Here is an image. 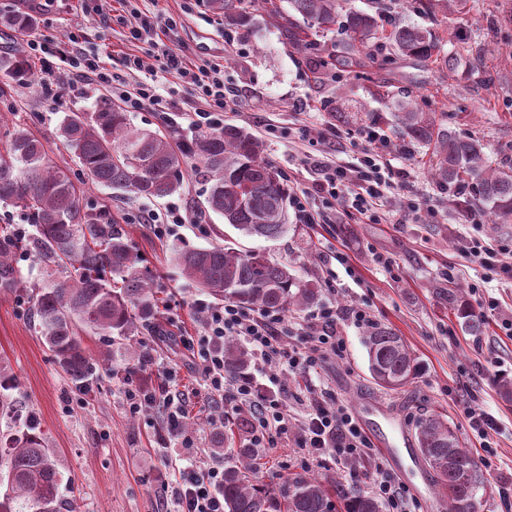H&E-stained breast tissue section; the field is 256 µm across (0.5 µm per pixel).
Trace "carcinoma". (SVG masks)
<instances>
[{
  "label": "carcinoma",
  "instance_id": "carcinoma-1",
  "mask_svg": "<svg viewBox=\"0 0 512 512\" xmlns=\"http://www.w3.org/2000/svg\"><path fill=\"white\" fill-rule=\"evenodd\" d=\"M224 14V24L239 26L252 19L254 0H210ZM269 14L288 25V41L310 49L316 29L341 24L353 55L373 59L382 49L448 65L453 72L469 59L470 49L459 46L446 53L430 28L395 26L387 31L367 12L343 9L340 0H261ZM444 16L467 12L469 0H436ZM0 23L20 34L32 32L37 15L14 4ZM0 71L13 81L32 76L29 59L19 51L0 60ZM394 126L402 140L431 150V177L464 212L486 204L493 224L512 223V158L493 161L477 138H462L436 112L417 108L409 91L394 98ZM58 135L92 183L125 189L145 197H166L183 186L187 160L191 175L210 184L205 207L244 236L277 239L287 231V189L277 171L262 158V141L229 124L189 142H177L173 132L135 130L128 113L111 100L100 101L95 112H72L64 117ZM0 202L22 208L35 232L19 238L0 237V288L22 282L12 255L27 253L39 262L48 284L31 292L30 302L45 345L71 380L82 385L93 378L96 363L83 347L82 334L103 337L107 343L134 336H160L156 274L141 264L122 225L107 205L85 202L82 190L50 156L40 138L23 125L14 127L0 143ZM172 260L198 288L218 301L253 309L288 313L318 299V290L299 280L292 269L271 259L259 260L229 246L179 249ZM470 332L480 329L463 290L437 289ZM372 382L398 390L414 378L417 361L392 330L374 327L364 339ZM252 353L224 342V372L236 377L249 372ZM15 379L0 362V418L21 424L0 433V512H62L72 504L60 494L62 474L45 434L11 394ZM422 457L437 479L446 512H477L485 476L475 458L460 446L447 421L431 413L417 423ZM212 452L224 454V512H382L369 495L350 494L332 477L296 473L276 487L259 481V450L246 446L227 454L224 438Z\"/></svg>",
  "mask_w": 512,
  "mask_h": 512
}]
</instances>
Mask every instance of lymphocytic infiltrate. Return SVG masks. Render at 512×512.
<instances>
[{"mask_svg":"<svg viewBox=\"0 0 512 512\" xmlns=\"http://www.w3.org/2000/svg\"><path fill=\"white\" fill-rule=\"evenodd\" d=\"M71 45L68 66L72 73L87 84L108 88L112 85V72L104 67L100 58L85 53L76 36H69ZM165 70L179 75L191 86L202 106L193 114L197 128H214L221 123L225 106L224 73L218 65L198 64L183 57L163 52ZM319 172L311 190L294 194L293 204L303 223H314L309 210L311 196H329L346 213H357L370 221H381V199L390 179L386 177L377 155L365 153L358 166L330 165L317 159L313 162ZM352 319L360 325L370 324L366 311L353 308L340 313L325 307L313 314L301 334L302 345L282 354L278 340L288 334L285 313L269 310H247L228 302L208 311L205 331L199 338H183L184 348L192 350L202 365L208 394L231 400L239 407H247L250 415V443L256 448H274L279 437L288 433V392L264 393L252 375L244 374L231 379L224 372V340L228 337L243 338L256 358L272 361L286 358L290 367L314 364L318 359L343 355L345 341L339 332L343 319ZM300 451L314 454L331 448L342 449L352 457H372L376 449L347 408L336 407L315 400L302 422ZM224 472L210 467L201 475L190 476L173 487L172 493L179 512H224V498L219 488Z\"/></svg>","mask_w":512,"mask_h":512,"instance_id":"obj_1","label":"lymphocytic infiltrate"}]
</instances>
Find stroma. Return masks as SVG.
Masks as SVG:
<instances>
[{
    "label": "stroma",
    "instance_id": "stroma-1",
    "mask_svg": "<svg viewBox=\"0 0 512 512\" xmlns=\"http://www.w3.org/2000/svg\"><path fill=\"white\" fill-rule=\"evenodd\" d=\"M473 10L463 19L446 23L439 9L422 11L419 5L397 0H346L347 7L374 12L383 8L384 26L420 25L434 28L445 41L466 38L477 55L476 69L456 72L436 63L392 52L348 74L349 97L354 103L344 120L332 118L336 105L335 69L331 55L345 51L340 30L313 34L311 54L324 60L319 74L308 69L304 54L288 43L281 19L254 14L243 27L225 29L222 14L208 0H131V8L152 22L173 19L163 41L177 55L214 61L224 66L227 105L224 121L248 129L265 145L263 157L296 190L311 188L317 178L309 158L319 155L332 164L357 165L364 150L374 149L392 184L384 197L386 220L376 224L337 212L323 198L310 202L320 219L304 224L290 218L287 232L278 239L245 237L225 224L220 215L205 212L209 186L187 177L183 189L163 199L90 184L89 177L57 134L70 112L94 111L101 91L69 77L64 59L68 33L80 35L88 51L107 53L113 75L125 77L128 55L144 62L140 74L156 86L169 103L166 111L150 108L131 112L130 121L141 129H175L190 139L199 130L191 115L199 102L189 85L163 70L157 50L147 42L131 40L119 12L99 0H53L40 14L32 37L0 26V55L27 50L30 38L53 43L57 52L52 69L58 82L52 95L42 91L41 80L11 82L0 74V136L16 123H29L56 162L69 169L72 179L87 184L91 199L109 206L145 265L157 275L166 304L163 336H143L139 342L152 357L146 372H137L128 346H105L100 337L84 336V346L97 360V375L82 390L44 344L30 307L32 286L43 273L30 257L18 254L15 264L26 284L0 291V360L9 363L17 387L13 394L25 402L58 459L63 478L60 493L74 512H175L171 495L179 470L207 469L223 464L212 453L216 433L233 430L235 446H243L247 432L234 430L238 411L233 403L199 396L204 375L199 363L180 345L183 335L203 332L207 309L217 302L184 278L171 259L173 248H209L233 243L242 250H262L270 258L292 265L296 275L320 290L315 306L289 312L293 330H300L316 308L336 306L365 310L372 324L402 337L417 358L420 370L405 387L387 391L369 378L364 338L367 326L352 321L341 325L346 342L344 358L318 361L303 375L280 363H260L254 369L258 387L272 391L288 386L294 423L288 445L264 449L262 479L275 484L296 472L322 477L333 475L354 492L371 493L370 472L382 466L389 479L405 484L406 473L423 472L427 483L435 477L420 455L403 457L392 465L350 460L334 453L307 456L296 452L298 423L310 397L324 394L328 402L349 408L355 416L385 407L401 417L405 433L394 436L396 447H417L416 422L437 413L456 429L466 448L483 469L488 484L479 492V512H512V401L499 393V376L512 378V267L485 272L462 253L466 238L491 242L512 241V224H492L485 212L463 215L433 181L419 148H403L391 127L388 92L404 87L418 107L447 113L456 133L480 138L494 157L512 155V0H472ZM500 16L492 42L483 30ZM373 128L376 142L365 141L362 129ZM417 211H409L408 200ZM186 209L189 223L173 225L157 238L149 225L138 223L141 212L164 213L170 204ZM455 283L482 316L480 333L465 331L446 303L435 296L438 288ZM495 310H488V301ZM371 324V325H372ZM143 387L176 398L187 397L185 416L177 429L165 424L163 405L132 413L128 390ZM486 409L498 421L490 448H482L465 415L467 404ZM193 448H186V441Z\"/></svg>",
    "mask_w": 512,
    "mask_h": 512
}]
</instances>
